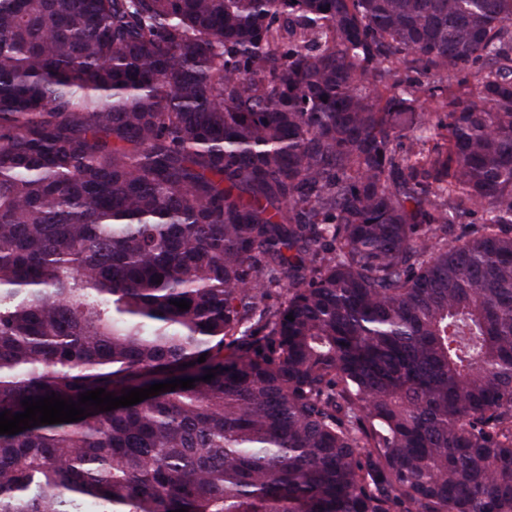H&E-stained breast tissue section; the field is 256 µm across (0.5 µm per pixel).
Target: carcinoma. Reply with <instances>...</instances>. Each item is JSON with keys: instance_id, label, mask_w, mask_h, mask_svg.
<instances>
[{"instance_id": "1", "label": "carcinoma", "mask_w": 512, "mask_h": 512, "mask_svg": "<svg viewBox=\"0 0 512 512\" xmlns=\"http://www.w3.org/2000/svg\"><path fill=\"white\" fill-rule=\"evenodd\" d=\"M175 378L0 512H512V0H0V413Z\"/></svg>"}]
</instances>
